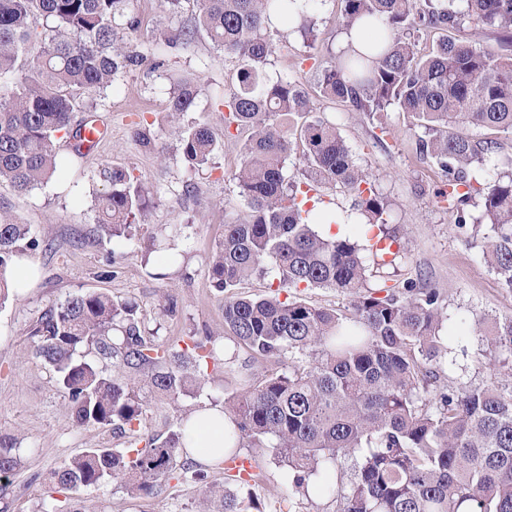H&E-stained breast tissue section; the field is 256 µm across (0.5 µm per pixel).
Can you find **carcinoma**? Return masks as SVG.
I'll list each match as a JSON object with an SVG mask.
<instances>
[{
  "label": "carcinoma",
  "instance_id": "cac0c4a2",
  "mask_svg": "<svg viewBox=\"0 0 512 512\" xmlns=\"http://www.w3.org/2000/svg\"><path fill=\"white\" fill-rule=\"evenodd\" d=\"M342 25H380L364 52L341 53L323 66L322 97L379 120L390 110L407 116L417 132L416 153L437 164L447 204L468 244L481 251L500 284L512 291V154L496 135L512 136V0H343ZM130 0H0V187L27 193L70 166L58 153L63 133L81 153L75 113L94 112L86 93H101L120 73L142 66L122 29H140ZM297 0H197L190 27L158 29L152 41L174 48L204 35L236 60L234 83L218 98L224 136L241 140L233 174L246 210L216 245L208 274L224 293V327L254 362L272 369L224 399L235 432L224 436L221 465L240 447L264 448L273 438L275 459L293 474V493L335 491L339 460L355 458L348 491H336V512H512V384L495 378L479 385H439L448 320L439 288L412 281H371L369 267L398 270L405 259L392 227V210L335 124L313 112L295 80L270 81L264 67L273 47L264 30L302 21ZM469 20L497 31V47L451 36L423 53L411 33L455 28ZM197 78L173 81L169 115L192 110ZM493 137L474 139L468 129ZM184 161L207 165L222 148L206 124L178 130ZM302 146L300 178H286L293 140ZM106 191L97 198L96 236H134L150 203L142 182L124 168L99 172ZM353 197L360 220L339 238L313 229L337 214L306 207L311 191ZM43 247L26 224L0 212V305L9 297L13 258ZM151 249L171 258L169 236ZM272 277L269 296L234 288L253 277ZM336 288L354 297L352 313L313 306L285 289ZM478 359L512 366V318L474 322ZM31 352L53 372L80 427L112 429L120 448H87L49 475L48 485L80 492L123 484L133 498L154 493L157 482L201 471L179 463L183 427L167 436L145 433L154 400L175 403L194 392L201 364L218 360L217 338L157 336L135 301L85 292L43 311L27 329ZM90 353L112 361L109 374ZM15 439L0 437V490L20 466ZM263 473H237L230 482L247 492ZM206 512H244L237 492L207 487Z\"/></svg>",
  "mask_w": 512,
  "mask_h": 512
}]
</instances>
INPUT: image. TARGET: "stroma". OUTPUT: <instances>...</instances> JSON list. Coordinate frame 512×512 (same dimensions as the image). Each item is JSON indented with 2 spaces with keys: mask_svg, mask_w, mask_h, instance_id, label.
<instances>
[{
  "mask_svg": "<svg viewBox=\"0 0 512 512\" xmlns=\"http://www.w3.org/2000/svg\"><path fill=\"white\" fill-rule=\"evenodd\" d=\"M341 8V0H329L312 13L315 41H304L284 26L271 32L274 53L266 73L273 80L289 78L303 84L317 115L336 124L389 200L408 256L397 272L398 279L441 289L450 324L467 321V328L451 343L446 382L477 385L493 374L500 383L511 384L512 370L493 372L488 364L478 363L477 338L469 325L485 313L512 316V292L502 288L478 250L465 242L450 212L438 203L436 191L444 187L445 179L437 167L417 158L415 135L407 118L397 111L385 113L387 132L379 140L363 114L319 95L316 70L337 52L343 33L338 22ZM130 9L141 21L142 35L133 45L145 62L135 71L118 74L96 98L94 117L109 128L108 139L97 151L78 156L72 155L68 140H59L60 154L71 159L62 178L25 195L0 189V211L30 225L34 237L52 245L51 251L31 254L39 271L35 287L0 306V434L17 438L23 450L7 512H39L44 479L52 470L83 449L116 445L111 432L75 425L52 371L27 347L30 322L49 306L76 293L103 291L137 301L161 337L176 339L202 327L217 337L222 348L218 361L209 366L193 394L155 410L147 422L153 434H168L165 418L207 406L223 407L229 380L250 384L265 373L263 364L248 361L244 349L226 337L224 295L214 288L207 272L225 224L245 210L232 179L240 162V145L225 140L206 168L193 170L182 158L175 133L176 128L196 124L223 132L224 115L214 111L212 100L230 84L236 62L201 36L164 51L151 42L153 30L192 24L194 0H184L175 16L162 0H132ZM173 71L198 75L202 91L192 111L171 119L166 105ZM112 165L124 167L143 181L152 192L153 204L135 239L97 244L92 240L95 195L102 184L96 175ZM179 225L186 228L185 238L178 241L179 261L169 267L167 278L155 279L148 262L151 238ZM170 297L179 303L173 316L161 311ZM250 454L263 471L264 482L256 495L267 512H278L287 505L295 512H335L333 498L309 501L293 494V475L274 461L271 449L254 448ZM203 470L205 483L162 480L149 497H130L116 483L90 490L88 497L97 512H200L203 485L225 484L223 468L207 463Z\"/></svg>",
  "mask_w": 512,
  "mask_h": 512,
  "instance_id": "1",
  "label": "stroma"
}]
</instances>
